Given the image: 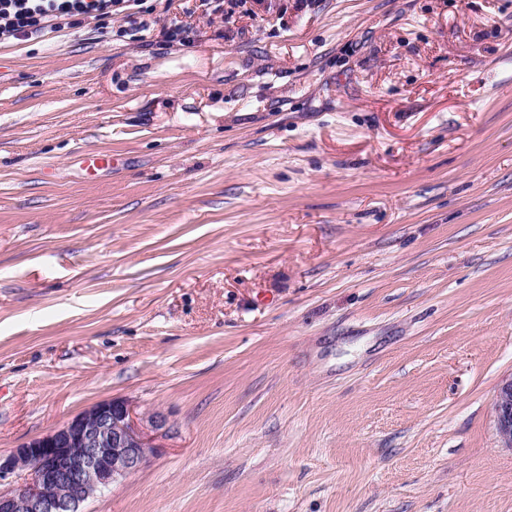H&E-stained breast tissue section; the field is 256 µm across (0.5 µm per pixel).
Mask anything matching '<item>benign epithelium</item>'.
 <instances>
[{
	"mask_svg": "<svg viewBox=\"0 0 512 512\" xmlns=\"http://www.w3.org/2000/svg\"><path fill=\"white\" fill-rule=\"evenodd\" d=\"M494 413L501 441L512 448V377L499 385ZM165 424L112 399L0 454V512H81L97 491L142 467L155 451L151 433Z\"/></svg>",
	"mask_w": 512,
	"mask_h": 512,
	"instance_id": "obj_1",
	"label": "benign epithelium"
}]
</instances>
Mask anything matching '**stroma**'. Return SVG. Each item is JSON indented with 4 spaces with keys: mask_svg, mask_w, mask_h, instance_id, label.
I'll return each mask as SVG.
<instances>
[{
    "mask_svg": "<svg viewBox=\"0 0 512 512\" xmlns=\"http://www.w3.org/2000/svg\"><path fill=\"white\" fill-rule=\"evenodd\" d=\"M511 375L512 0L0 44V453L113 398L167 422L83 512H512ZM497 432L507 448H512V375L499 385L494 398Z\"/></svg>",
    "mask_w": 512,
    "mask_h": 512,
    "instance_id": "35a3bbf8",
    "label": "stroma"
}]
</instances>
